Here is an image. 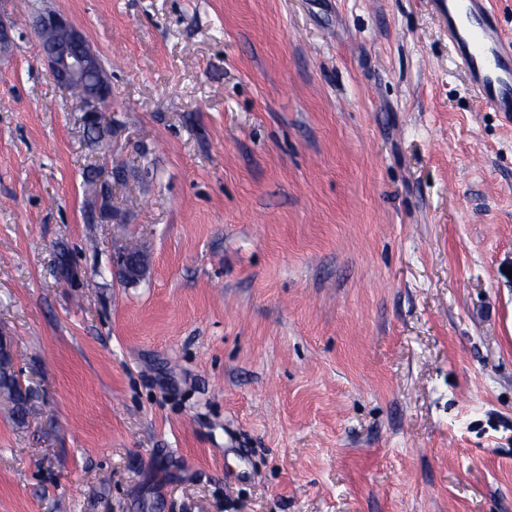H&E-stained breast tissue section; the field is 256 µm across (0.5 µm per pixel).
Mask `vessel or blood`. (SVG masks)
Returning a JSON list of instances; mask_svg holds the SVG:
<instances>
[{"label": "vessel or blood", "instance_id": "1", "mask_svg": "<svg viewBox=\"0 0 512 512\" xmlns=\"http://www.w3.org/2000/svg\"><path fill=\"white\" fill-rule=\"evenodd\" d=\"M448 31V46L478 97L512 121V42L490 0H434Z\"/></svg>", "mask_w": 512, "mask_h": 512}]
</instances>
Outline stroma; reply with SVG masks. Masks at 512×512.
Returning <instances> with one entry per match:
<instances>
[{
    "mask_svg": "<svg viewBox=\"0 0 512 512\" xmlns=\"http://www.w3.org/2000/svg\"><path fill=\"white\" fill-rule=\"evenodd\" d=\"M45 7L105 65L109 152ZM0 22V332L33 396L0 408V512H512V122L432 0ZM138 255H130L125 250L115 252L112 256V267L115 272L122 275L124 281L133 282L143 277L147 268V255L139 250Z\"/></svg>",
    "mask_w": 512,
    "mask_h": 512,
    "instance_id": "obj_1",
    "label": "stroma"
}]
</instances>
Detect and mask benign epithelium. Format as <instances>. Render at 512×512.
<instances>
[{"label": "benign epithelium", "mask_w": 512, "mask_h": 512, "mask_svg": "<svg viewBox=\"0 0 512 512\" xmlns=\"http://www.w3.org/2000/svg\"><path fill=\"white\" fill-rule=\"evenodd\" d=\"M37 33L41 37L53 33L62 36L58 42H48L41 46V55L53 71L58 83L75 93L76 111L83 113V123L87 129L103 131L106 112L111 106V86L100 57L90 47L81 30L72 19L51 9L38 12L35 21ZM147 255L143 252L130 255L120 250L112 256V267L122 275L124 281L133 282L143 277L147 268ZM11 361L14 387L25 390L22 372L17 366L13 344L5 336L0 337V358Z\"/></svg>", "instance_id": "7a95c632"}]
</instances>
